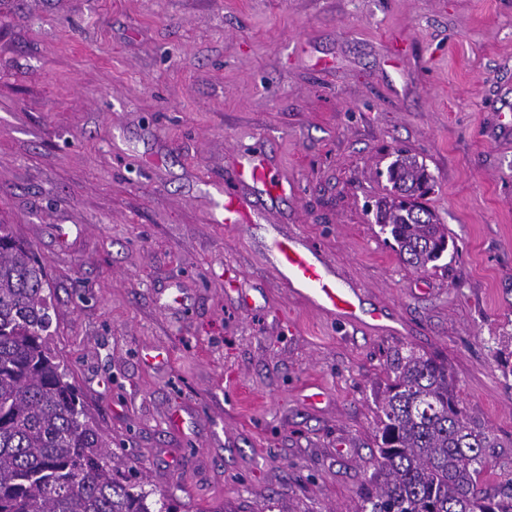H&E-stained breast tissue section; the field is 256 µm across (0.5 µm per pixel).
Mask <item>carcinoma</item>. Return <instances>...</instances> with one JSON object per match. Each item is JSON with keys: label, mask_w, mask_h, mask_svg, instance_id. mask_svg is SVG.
<instances>
[{"label": "carcinoma", "mask_w": 512, "mask_h": 512, "mask_svg": "<svg viewBox=\"0 0 512 512\" xmlns=\"http://www.w3.org/2000/svg\"><path fill=\"white\" fill-rule=\"evenodd\" d=\"M388 177L394 193L376 222L425 271L448 250L447 226L418 202L433 177L403 150ZM51 309L45 265L0 223V512H175L166 493L112 465V440L56 352ZM386 374L376 470L354 512H512V479L481 487L494 440L465 416L448 363L398 351Z\"/></svg>", "instance_id": "cac0c4a2"}]
</instances>
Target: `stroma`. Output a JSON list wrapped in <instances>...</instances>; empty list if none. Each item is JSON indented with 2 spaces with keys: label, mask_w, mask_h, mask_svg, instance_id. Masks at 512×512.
I'll return each mask as SVG.
<instances>
[{
  "label": "stroma",
  "mask_w": 512,
  "mask_h": 512,
  "mask_svg": "<svg viewBox=\"0 0 512 512\" xmlns=\"http://www.w3.org/2000/svg\"><path fill=\"white\" fill-rule=\"evenodd\" d=\"M502 123L512 0H0V221L48 269L91 417L178 512H351L397 351L447 361L495 441L486 487L512 477ZM259 145L295 194L213 223L212 182ZM399 147L435 179L437 268L402 263L374 220ZM274 224L358 286L360 321L290 291Z\"/></svg>",
  "instance_id": "1"
}]
</instances>
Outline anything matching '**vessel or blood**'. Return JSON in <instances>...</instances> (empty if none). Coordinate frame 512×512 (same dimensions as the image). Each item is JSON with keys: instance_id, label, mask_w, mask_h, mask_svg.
<instances>
[{"instance_id": "1", "label": "vessel or blood", "mask_w": 512, "mask_h": 512, "mask_svg": "<svg viewBox=\"0 0 512 512\" xmlns=\"http://www.w3.org/2000/svg\"><path fill=\"white\" fill-rule=\"evenodd\" d=\"M224 199V224L237 227L264 220L258 200L293 194L294 187L274 171L265 154L254 152L230 159L223 180L214 182ZM274 265L291 292L310 306L347 321L358 318L359 291L343 279L334 264L299 236L274 234L268 244Z\"/></svg>"}]
</instances>
